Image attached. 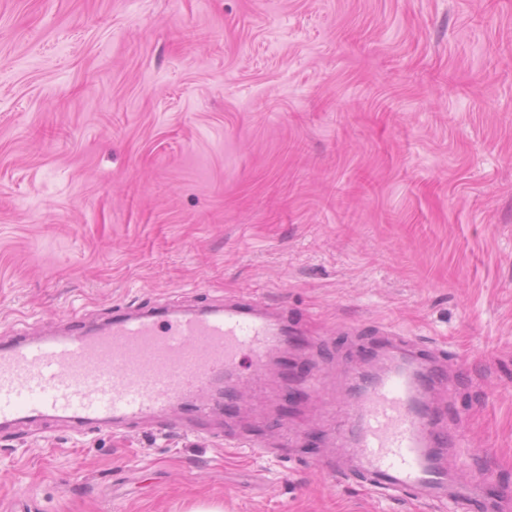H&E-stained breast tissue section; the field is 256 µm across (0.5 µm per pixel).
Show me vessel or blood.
<instances>
[{
  "mask_svg": "<svg viewBox=\"0 0 512 512\" xmlns=\"http://www.w3.org/2000/svg\"><path fill=\"white\" fill-rule=\"evenodd\" d=\"M281 340L264 309L247 298L160 322L158 315H114L105 329L73 326L0 346V421L62 415L77 430L164 412L203 392L242 364L260 370ZM440 373L416 350L368 382L344 435L366 481L393 496L451 497L470 512H490L470 485L449 486L439 461L451 437L420 396Z\"/></svg>",
  "mask_w": 512,
  "mask_h": 512,
  "instance_id": "b4317fda",
  "label": "vessel or blood"
}]
</instances>
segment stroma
<instances>
[{"label": "stroma", "mask_w": 512, "mask_h": 512, "mask_svg": "<svg viewBox=\"0 0 512 512\" xmlns=\"http://www.w3.org/2000/svg\"><path fill=\"white\" fill-rule=\"evenodd\" d=\"M247 296L290 374L195 434L1 428L0 512H448L338 444L414 344L449 477L512 491V0H0V344Z\"/></svg>", "instance_id": "1"}]
</instances>
